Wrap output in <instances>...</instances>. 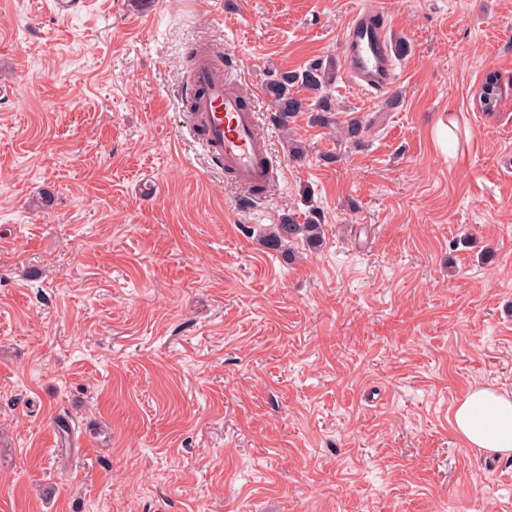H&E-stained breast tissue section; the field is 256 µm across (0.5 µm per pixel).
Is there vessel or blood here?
<instances>
[{
	"label": "vessel or blood",
	"instance_id": "vessel-or-blood-1",
	"mask_svg": "<svg viewBox=\"0 0 512 512\" xmlns=\"http://www.w3.org/2000/svg\"><path fill=\"white\" fill-rule=\"evenodd\" d=\"M342 50L349 80L372 94L389 90L396 66L382 8L353 12L342 34ZM184 96L191 103L192 128L200 130L207 154L227 178L250 194L278 181L281 170L249 94L229 85L211 51L197 53Z\"/></svg>",
	"mask_w": 512,
	"mask_h": 512
}]
</instances>
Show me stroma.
<instances>
[{
  "mask_svg": "<svg viewBox=\"0 0 512 512\" xmlns=\"http://www.w3.org/2000/svg\"><path fill=\"white\" fill-rule=\"evenodd\" d=\"M357 2L0 0V512H512L451 424L512 391V0H381L395 84L331 88L363 146L303 113L294 162L263 84ZM203 41L283 168L251 201L189 130ZM310 203L320 250L263 245Z\"/></svg>",
  "mask_w": 512,
  "mask_h": 512,
  "instance_id": "1",
  "label": "stroma"
}]
</instances>
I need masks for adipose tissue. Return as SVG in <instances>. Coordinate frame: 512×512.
Returning <instances> with one entry per match:
<instances>
[{"mask_svg": "<svg viewBox=\"0 0 512 512\" xmlns=\"http://www.w3.org/2000/svg\"><path fill=\"white\" fill-rule=\"evenodd\" d=\"M451 423L471 448L512 453V394L488 387L472 388L454 407Z\"/></svg>", "mask_w": 512, "mask_h": 512, "instance_id": "1", "label": "adipose tissue"}]
</instances>
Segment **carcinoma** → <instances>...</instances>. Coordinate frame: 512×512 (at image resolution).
<instances>
[{
    "label": "carcinoma",
    "mask_w": 512,
    "mask_h": 512,
    "mask_svg": "<svg viewBox=\"0 0 512 512\" xmlns=\"http://www.w3.org/2000/svg\"><path fill=\"white\" fill-rule=\"evenodd\" d=\"M336 78V59L321 58L300 71H272L263 92L272 119L286 128L294 116L308 112L313 123L333 128L336 126V104L330 93ZM366 126L352 119L343 129V138L359 144L365 137ZM324 235V225L315 210H310L303 221L288 215L281 223L273 225L264 236L270 250L289 253L290 245L300 242L309 250L318 248Z\"/></svg>",
    "instance_id": "cac0c4a2"
}]
</instances>
